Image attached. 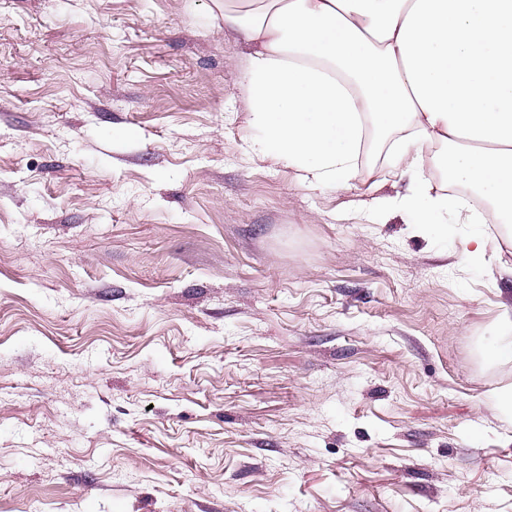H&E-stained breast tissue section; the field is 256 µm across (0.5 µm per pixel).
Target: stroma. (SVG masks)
<instances>
[{
	"instance_id": "1",
	"label": "stroma",
	"mask_w": 512,
	"mask_h": 512,
	"mask_svg": "<svg viewBox=\"0 0 512 512\" xmlns=\"http://www.w3.org/2000/svg\"><path fill=\"white\" fill-rule=\"evenodd\" d=\"M224 0H0V512H512V230L252 150ZM473 245L472 248H469ZM464 252L471 263H478L485 259L489 247L494 248L491 241L480 230L474 231L464 240Z\"/></svg>"
}]
</instances>
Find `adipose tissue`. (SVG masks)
<instances>
[{"mask_svg":"<svg viewBox=\"0 0 512 512\" xmlns=\"http://www.w3.org/2000/svg\"><path fill=\"white\" fill-rule=\"evenodd\" d=\"M224 23L256 46L243 79L258 155L345 187L383 133L410 179L401 206L422 226L464 218L465 254L484 260L477 204L512 223V0H262ZM431 165L470 197L433 193Z\"/></svg>","mask_w":512,"mask_h":512,"instance_id":"obj_1","label":"adipose tissue"}]
</instances>
